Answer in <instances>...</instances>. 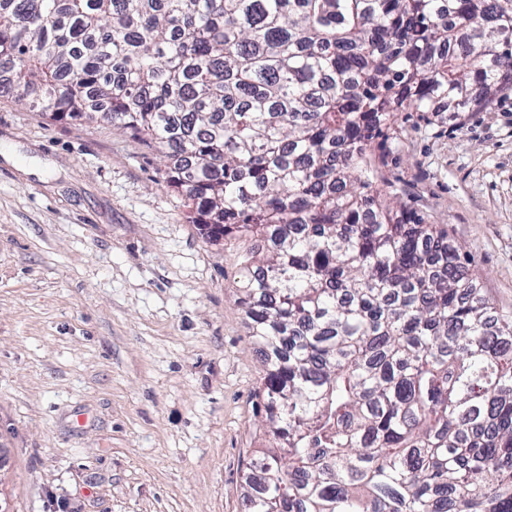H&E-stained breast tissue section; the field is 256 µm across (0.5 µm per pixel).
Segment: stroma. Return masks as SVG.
<instances>
[{"label":"stroma","instance_id":"stroma-1","mask_svg":"<svg viewBox=\"0 0 512 512\" xmlns=\"http://www.w3.org/2000/svg\"><path fill=\"white\" fill-rule=\"evenodd\" d=\"M373 150L512 311V90ZM186 212L158 151L0 96V512H243L263 353L235 249Z\"/></svg>","mask_w":512,"mask_h":512}]
</instances>
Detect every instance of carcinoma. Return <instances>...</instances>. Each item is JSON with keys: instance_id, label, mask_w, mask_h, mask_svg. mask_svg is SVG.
Masks as SVG:
<instances>
[{"instance_id": "1", "label": "carcinoma", "mask_w": 512, "mask_h": 512, "mask_svg": "<svg viewBox=\"0 0 512 512\" xmlns=\"http://www.w3.org/2000/svg\"><path fill=\"white\" fill-rule=\"evenodd\" d=\"M0 72L158 149L236 249L271 434L244 512H512V311L372 153L397 112L512 89V7L0 0Z\"/></svg>"}]
</instances>
